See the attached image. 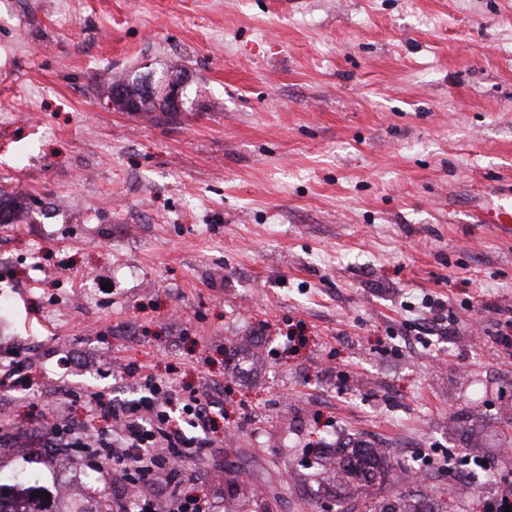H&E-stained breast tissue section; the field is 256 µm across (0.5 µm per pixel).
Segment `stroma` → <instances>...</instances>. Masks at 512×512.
<instances>
[{"label": "stroma", "mask_w": 512, "mask_h": 512, "mask_svg": "<svg viewBox=\"0 0 512 512\" xmlns=\"http://www.w3.org/2000/svg\"><path fill=\"white\" fill-rule=\"evenodd\" d=\"M185 73L178 112L104 107L102 76ZM0 482L66 501L95 476L32 446L140 368L218 404L186 490L236 462L269 512H337L307 451L361 440L483 457L512 435V0H0ZM457 317L447 335L423 306ZM28 443L15 453L13 443ZM460 512L512 474L438 472ZM13 359L5 369L0 370V386H9V389H14L18 386L22 390H30L28 366L26 361L16 360L17 356H11Z\"/></svg>", "instance_id": "stroma-1"}]
</instances>
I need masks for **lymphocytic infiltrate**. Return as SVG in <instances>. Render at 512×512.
<instances>
[{"instance_id":"obj_1","label":"lymphocytic infiltrate","mask_w":512,"mask_h":512,"mask_svg":"<svg viewBox=\"0 0 512 512\" xmlns=\"http://www.w3.org/2000/svg\"><path fill=\"white\" fill-rule=\"evenodd\" d=\"M142 396L127 402L104 401L94 391L83 402L89 413L112 421L109 431L76 430L63 408H56L43 438L47 448H61L72 462L110 467L136 486V512H204L199 498L184 494L178 464L209 448L216 427L212 404L196 392L177 394L153 375L140 376Z\"/></svg>"}]
</instances>
